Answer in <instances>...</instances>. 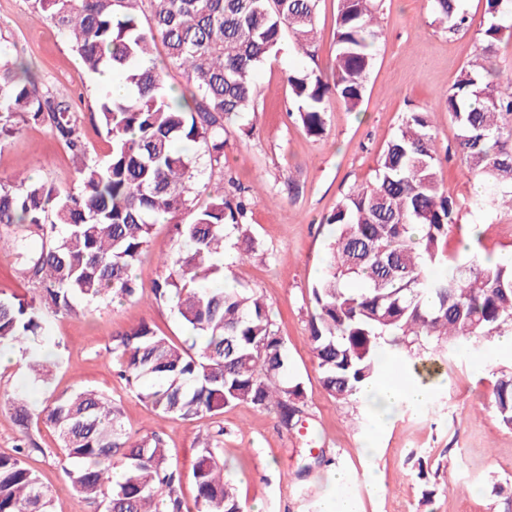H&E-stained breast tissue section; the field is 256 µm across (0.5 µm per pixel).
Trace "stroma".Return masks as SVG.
<instances>
[{"mask_svg": "<svg viewBox=\"0 0 512 512\" xmlns=\"http://www.w3.org/2000/svg\"><path fill=\"white\" fill-rule=\"evenodd\" d=\"M460 5L471 25L451 35L428 0H383L376 62L363 98L353 110L329 100L326 131L316 138L290 114L287 79L302 67L329 72L335 58L337 0H319L314 56L284 38L277 58L255 74L254 111L226 125L223 164L205 168L198 179L199 208L208 204L210 190L232 181L261 191L249 219L260 250L230 263L225 275L261 296L287 342L288 377L299 380L306 394L298 428L285 430L274 414L246 403L225 408L215 419L176 420L146 407L117 378L107 348L118 333L145 322L175 341L186 337L170 307L152 299L163 273L160 257L179 246L165 223L155 225L134 270L140 296L83 304L78 314L51 317L57 366L49 384L34 381L19 362L0 370V390L43 402L89 387L116 398L129 431L164 436L183 475L179 493L189 506L196 496L191 472L199 442L220 425L224 474L251 512H325L340 475L358 512H512V429L501 424L493 406L497 380L512 371V349L500 337L479 352L464 350L438 361L432 372L411 359L402 374L425 382L429 398L420 407L401 403L382 419L369 407L340 404L328 394L308 344L310 288L322 273L330 235L325 218L349 188L372 181L384 145L407 112L430 113L442 187L462 204L459 224L480 228L467 245L450 235L448 251L512 257V213L478 214L466 206L481 183L456 153L458 129L445 106L462 68L481 52L487 20L485 0ZM0 42L28 61L42 83L72 98L88 151L106 155L108 142L94 116L99 86L80 80V62L54 23L37 17L30 0H0ZM20 171L62 190L76 185L69 153L44 125L24 126L0 143V180ZM31 434L39 450L26 464L50 489L52 512H96L66 482V461L53 429L42 422ZM371 435L377 449L368 454L363 446ZM318 453L325 464L311 465ZM373 478L383 486L380 493L369 487Z\"/></svg>", "mask_w": 512, "mask_h": 512, "instance_id": "1", "label": "stroma"}]
</instances>
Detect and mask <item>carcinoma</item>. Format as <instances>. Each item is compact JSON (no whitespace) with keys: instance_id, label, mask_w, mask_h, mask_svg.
<instances>
[{"instance_id":"cac0c4a2","label":"carcinoma","mask_w":512,"mask_h":512,"mask_svg":"<svg viewBox=\"0 0 512 512\" xmlns=\"http://www.w3.org/2000/svg\"><path fill=\"white\" fill-rule=\"evenodd\" d=\"M318 0H32L53 21L80 60V77L106 70L121 76L128 95L99 92L97 116L110 148L91 157L72 102L39 87L24 62L0 44V140L29 123L47 125L76 159L77 185L62 193L20 173L0 181V248H8L31 297L0 296V347L22 349L34 378L47 383L55 362L27 351L50 339L45 315H74L78 304L124 300L136 292L133 269L163 216L182 249L162 258L155 303L175 302L192 344L156 335L146 323L107 348L124 387L173 419L215 417L248 403L275 413L293 429L304 389L288 381V347L262 298L247 288H209L224 278L226 239L245 255L257 251L248 216L259 197L219 188L188 222L198 176L196 147L209 163L224 161V122L255 111L256 70L277 54L283 36L308 50ZM378 0H339L336 56L330 75H288L306 131L320 137L331 95L354 109L375 62ZM507 0H486L483 58L506 26ZM456 34L470 27L459 0H430ZM149 18H144V10ZM183 70L190 97L173 96L155 60L157 44ZM485 63L467 65L446 97L458 128L456 152L486 191L468 201L476 211L512 212V94L488 79ZM461 205L441 188L437 137L430 114L411 111L387 142L373 181L347 192L325 218L335 237L323 274L311 289L308 342L330 396L352 404L382 379L387 359L439 357L470 341L512 329V260L489 263L445 249ZM38 237L40 246L31 245ZM500 421L512 428V373L494 393ZM4 403L21 430L15 454L0 455V512H51V495L23 457L41 448L32 421L52 424L79 494L103 512H190L178 492L181 474L156 433L136 436L120 404L79 389L29 409L19 394ZM223 430L199 443L192 478L195 512H247L224 480ZM120 460L122 480L111 479Z\"/></svg>"}]
</instances>
